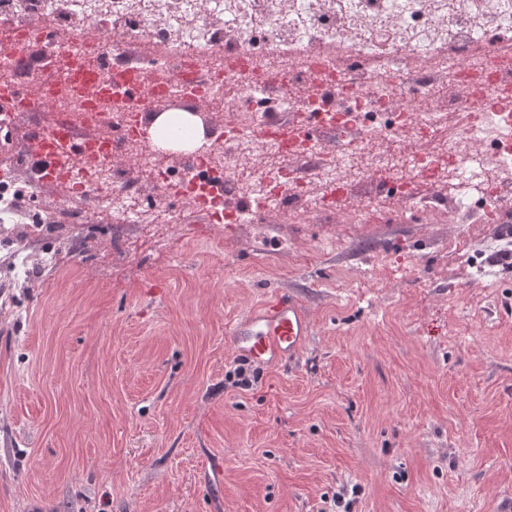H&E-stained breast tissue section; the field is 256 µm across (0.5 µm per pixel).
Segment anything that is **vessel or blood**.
<instances>
[{
  "label": "vessel or blood",
  "mask_w": 512,
  "mask_h": 512,
  "mask_svg": "<svg viewBox=\"0 0 512 512\" xmlns=\"http://www.w3.org/2000/svg\"><path fill=\"white\" fill-rule=\"evenodd\" d=\"M33 158L46 171H54L56 142L37 137ZM311 332V320L295 298L277 294L235 321L230 329L236 353L266 365L294 358Z\"/></svg>",
  "instance_id": "b4317fda"
}]
</instances>
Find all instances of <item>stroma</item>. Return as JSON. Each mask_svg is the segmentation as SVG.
<instances>
[{
  "mask_svg": "<svg viewBox=\"0 0 512 512\" xmlns=\"http://www.w3.org/2000/svg\"><path fill=\"white\" fill-rule=\"evenodd\" d=\"M367 207L109 216L20 247L0 512H512V267ZM279 292L312 333L292 363L245 362L227 327Z\"/></svg>",
  "mask_w": 512,
  "mask_h": 512,
  "instance_id": "1",
  "label": "stroma"
}]
</instances>
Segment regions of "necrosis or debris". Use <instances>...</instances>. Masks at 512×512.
<instances>
[{"mask_svg": "<svg viewBox=\"0 0 512 512\" xmlns=\"http://www.w3.org/2000/svg\"><path fill=\"white\" fill-rule=\"evenodd\" d=\"M0 88L23 95L0 128L53 126L111 144L96 158L59 142L54 176L104 213L167 222L178 203L216 195L228 224L283 223L295 214L363 223L366 199L393 220L485 229L512 222V0H0ZM109 68L91 101L74 71ZM156 91L134 111L130 78ZM199 92L187 100L186 87ZM193 111L211 150H185L142 172L141 131L156 113ZM408 142L398 155L385 139ZM31 143L11 148L27 179L0 180V245L61 236L64 200L30 171ZM258 168L240 184V165Z\"/></svg>", "mask_w": 512, "mask_h": 512, "instance_id": "4bbe7bcc", "label": "necrosis or debris"}]
</instances>
